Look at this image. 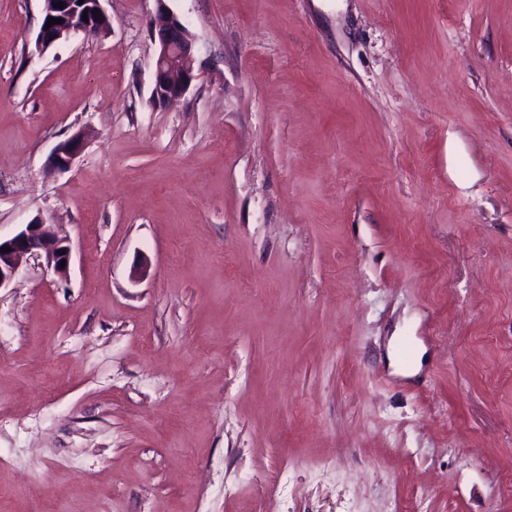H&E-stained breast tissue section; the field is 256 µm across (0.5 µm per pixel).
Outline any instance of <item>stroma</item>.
I'll list each match as a JSON object with an SVG mask.
<instances>
[{"instance_id": "1", "label": "stroma", "mask_w": 512, "mask_h": 512, "mask_svg": "<svg viewBox=\"0 0 512 512\" xmlns=\"http://www.w3.org/2000/svg\"><path fill=\"white\" fill-rule=\"evenodd\" d=\"M167 5L0 0V512H512V0ZM78 1L44 0L46 3L44 11L46 19L43 20L44 24L41 25L35 41L38 52H46L57 43L67 40L73 35L82 34L87 37H97L108 32L109 28L105 25L107 22L109 23V17L102 4L105 0H84L82 4H78ZM59 2L64 3V7L59 8L57 6ZM95 9L99 10L101 18L95 19ZM83 12H87L88 22L83 20ZM49 17L62 18L64 22L46 29ZM50 37H53V40H50ZM155 1L156 11L148 20L150 36L157 47L150 99L164 106L183 97L195 77L194 43L186 27L166 6L167 0ZM85 144V135L76 133L56 146L49 158V167L56 172H66L81 153ZM46 226L35 221L26 224L23 230L9 239L2 240L0 237V248H11L8 252L0 251V290L10 284L19 268V262L25 256L42 258L46 267L60 275L69 270L72 257L69 242L52 237ZM62 249H65V254H62ZM61 261H66L64 268H60Z\"/></svg>"}]
</instances>
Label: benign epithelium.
<instances>
[{
    "label": "benign epithelium",
    "mask_w": 512,
    "mask_h": 512,
    "mask_svg": "<svg viewBox=\"0 0 512 512\" xmlns=\"http://www.w3.org/2000/svg\"><path fill=\"white\" fill-rule=\"evenodd\" d=\"M45 17L62 18L64 22L48 28L41 25L37 34L36 50L44 53L57 43L73 35L82 34L97 37L106 33L109 17L103 7L104 0H44ZM64 3V7L57 3ZM156 11L148 20L152 41L157 47L154 63L151 101L164 106L183 97L193 79L194 43L186 27L166 6V0H156ZM101 17L95 18V12ZM88 20H83V15ZM85 144V135L77 133L56 146L49 158V167L56 172L71 168ZM7 246L8 252L0 251V289L7 287L14 278L19 262L25 256H36L44 260L46 267L64 275L69 266H60L63 261L71 262L72 249L65 239L51 236L46 225L35 221L9 239H0V248Z\"/></svg>",
    "instance_id": "obj_1"
}]
</instances>
